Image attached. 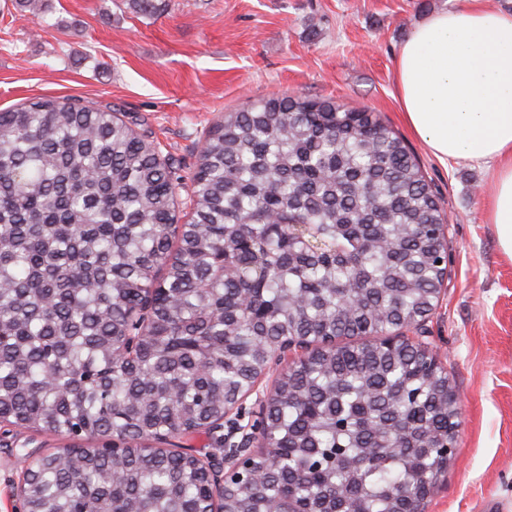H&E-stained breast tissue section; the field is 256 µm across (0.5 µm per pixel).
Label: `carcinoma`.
<instances>
[{
  "mask_svg": "<svg viewBox=\"0 0 512 512\" xmlns=\"http://www.w3.org/2000/svg\"><path fill=\"white\" fill-rule=\"evenodd\" d=\"M180 180L110 108L0 111V425L71 441L38 459L21 512H207L181 442L300 337L223 512H422L459 420L448 372L392 342L448 267L414 153L367 107L284 94L211 128L185 221Z\"/></svg>",
  "mask_w": 512,
  "mask_h": 512,
  "instance_id": "1",
  "label": "carcinoma"
}]
</instances>
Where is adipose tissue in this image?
<instances>
[{"label": "adipose tissue", "mask_w": 512, "mask_h": 512, "mask_svg": "<svg viewBox=\"0 0 512 512\" xmlns=\"http://www.w3.org/2000/svg\"><path fill=\"white\" fill-rule=\"evenodd\" d=\"M400 109L440 161L493 163L484 217L512 258V12L467 0L417 23L395 55Z\"/></svg>", "instance_id": "obj_1"}]
</instances>
